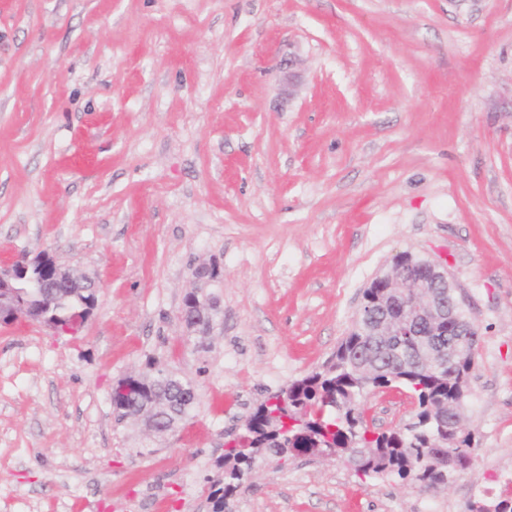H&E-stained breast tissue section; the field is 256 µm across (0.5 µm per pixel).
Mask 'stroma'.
<instances>
[{
    "label": "stroma",
    "mask_w": 512,
    "mask_h": 512,
    "mask_svg": "<svg viewBox=\"0 0 512 512\" xmlns=\"http://www.w3.org/2000/svg\"><path fill=\"white\" fill-rule=\"evenodd\" d=\"M402 251L447 266L478 328L472 467L424 490L288 458L232 512L512 496V0H0V262L99 287L77 334L0 326V512H211L228 434L331 358ZM197 287L204 341L179 318ZM150 361L198 394L151 444L110 401Z\"/></svg>",
    "instance_id": "1"
}]
</instances>
